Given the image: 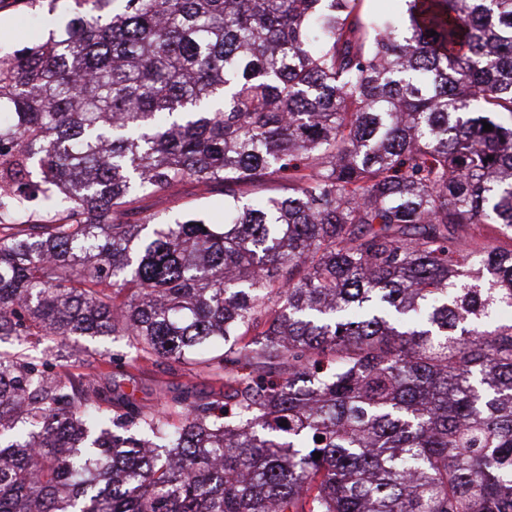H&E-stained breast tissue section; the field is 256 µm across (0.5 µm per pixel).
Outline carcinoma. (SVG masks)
<instances>
[{"mask_svg": "<svg viewBox=\"0 0 512 512\" xmlns=\"http://www.w3.org/2000/svg\"><path fill=\"white\" fill-rule=\"evenodd\" d=\"M23 2L52 30L0 52V512H512V249L470 232L512 239V0ZM189 179L224 223L140 216ZM79 338L224 400L34 349ZM72 348V358L83 361L82 372H103L99 382L102 386L115 388V394H132L136 400L144 404H157L166 396L184 393L191 399L224 400V387L215 383L211 378L195 374L190 370L191 366L172 370L167 362H147L140 369L126 367L117 369L109 364H101L100 357L88 349L82 340ZM116 385V387H115Z\"/></svg>", "mask_w": 512, "mask_h": 512, "instance_id": "cac0c4a2", "label": "carcinoma"}]
</instances>
